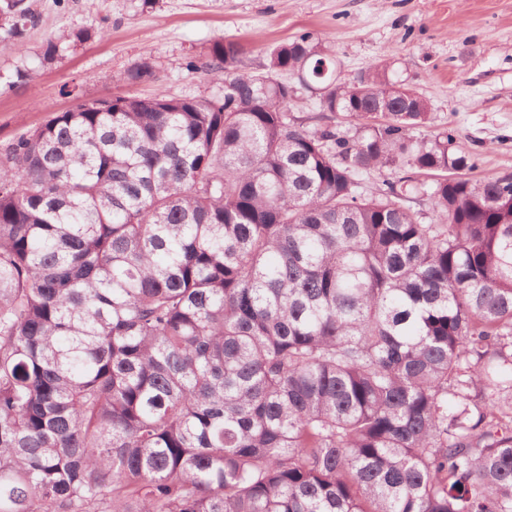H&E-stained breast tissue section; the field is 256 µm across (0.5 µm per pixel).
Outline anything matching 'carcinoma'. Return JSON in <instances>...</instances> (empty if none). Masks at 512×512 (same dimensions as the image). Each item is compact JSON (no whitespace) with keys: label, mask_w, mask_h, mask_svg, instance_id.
I'll list each match as a JSON object with an SVG mask.
<instances>
[{"label":"carcinoma","mask_w":512,"mask_h":512,"mask_svg":"<svg viewBox=\"0 0 512 512\" xmlns=\"http://www.w3.org/2000/svg\"><path fill=\"white\" fill-rule=\"evenodd\" d=\"M35 21L0 0L1 43ZM243 54L0 149V512H512V173L415 138L386 60Z\"/></svg>","instance_id":"carcinoma-1"}]
</instances>
